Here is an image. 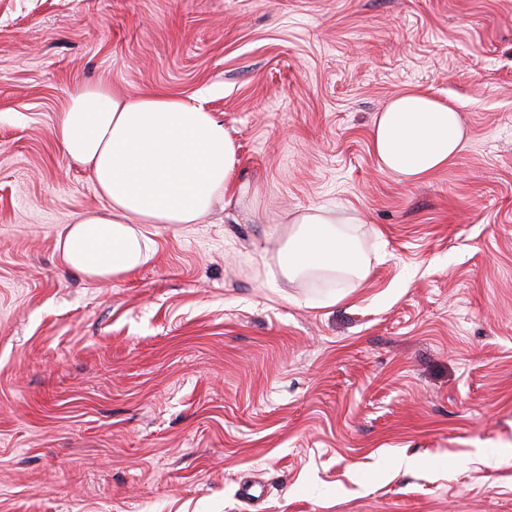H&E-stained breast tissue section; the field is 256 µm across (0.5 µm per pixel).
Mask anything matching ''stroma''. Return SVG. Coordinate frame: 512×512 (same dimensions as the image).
I'll use <instances>...</instances> for the list:
<instances>
[{
    "label": "stroma",
    "mask_w": 512,
    "mask_h": 512,
    "mask_svg": "<svg viewBox=\"0 0 512 512\" xmlns=\"http://www.w3.org/2000/svg\"><path fill=\"white\" fill-rule=\"evenodd\" d=\"M98 81L238 159L109 280L58 248L107 206L54 138ZM412 88L468 142L410 185L371 138ZM309 208L363 215L364 282L263 265ZM0 512H512V0H0Z\"/></svg>",
    "instance_id": "1"
}]
</instances>
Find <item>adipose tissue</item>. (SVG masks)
Wrapping results in <instances>:
<instances>
[{"label":"adipose tissue","mask_w":512,"mask_h":512,"mask_svg":"<svg viewBox=\"0 0 512 512\" xmlns=\"http://www.w3.org/2000/svg\"><path fill=\"white\" fill-rule=\"evenodd\" d=\"M54 136L70 160L91 168L108 202L59 235L64 262L88 277L116 278L146 264L143 225L195 224L231 198L236 146L222 121L184 100L81 84ZM466 145L457 109L421 90L391 98L373 124L379 166L408 184L447 167ZM360 221L324 208L297 213L263 262L287 280L363 281L370 266L353 232Z\"/></svg>","instance_id":"ef3b65f1"}]
</instances>
